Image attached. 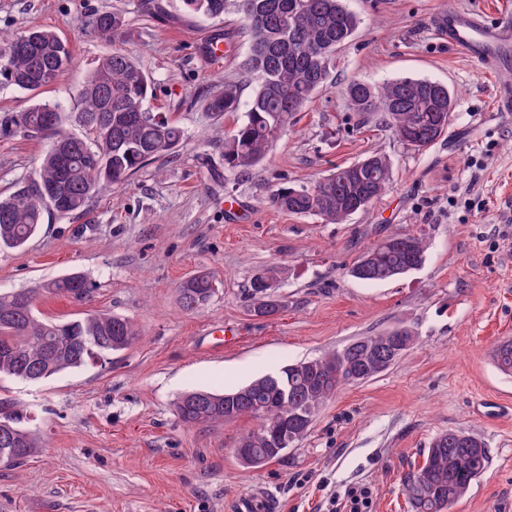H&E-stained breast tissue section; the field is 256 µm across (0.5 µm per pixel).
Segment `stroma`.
Wrapping results in <instances>:
<instances>
[{
    "mask_svg": "<svg viewBox=\"0 0 512 512\" xmlns=\"http://www.w3.org/2000/svg\"><path fill=\"white\" fill-rule=\"evenodd\" d=\"M138 4L0 0V31L53 29L74 56L51 87L0 88V114L45 100L76 110L78 88L113 50L88 24L108 10L124 16L123 47L156 84L149 110L184 132L175 154L100 190L87 214L45 213L26 247L0 252V291L69 274L92 283L80 300L43 294L38 316L110 313L142 331L134 346L40 383L0 378V397L18 404L44 442L21 466H0V512H230L255 492L279 512H326L329 496L361 486L373 492L372 512H411L400 477L448 430L489 451L485 473L451 512H512V376L492 360L512 338V112L495 111L493 78L435 28L442 13L511 14L512 0H346L361 23L328 89L244 172L225 169L220 150L243 112L211 116L202 96L228 81L241 101L255 91L240 67L249 40L235 16L219 23L165 0L167 15L156 18ZM219 25L230 41L223 59L210 61L198 46ZM405 76L454 94L447 132L420 150L345 98L350 79ZM45 148L39 138L0 137V196L33 175ZM374 153L391 162L390 186L343 223L271 202L278 187L312 184ZM392 234L423 235V267L384 282L352 277L357 258ZM274 265L286 269L276 288L285 307L255 316L249 283ZM201 272L216 292L201 311H184L178 287ZM396 326L415 332L413 347L388 371L339 391L307 438L264 466L235 455L253 419L188 427L174 411L182 393L234 390Z\"/></svg>",
    "mask_w": 512,
    "mask_h": 512,
    "instance_id": "1",
    "label": "stroma"
}]
</instances>
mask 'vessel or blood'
Segmentation results:
<instances>
[{"instance_id":"b4317fda","label":"vessel or blood","mask_w":512,"mask_h":512,"mask_svg":"<svg viewBox=\"0 0 512 512\" xmlns=\"http://www.w3.org/2000/svg\"><path fill=\"white\" fill-rule=\"evenodd\" d=\"M437 30L497 76V109L512 112V17L502 15L491 24L482 15L453 12L440 18Z\"/></svg>"}]
</instances>
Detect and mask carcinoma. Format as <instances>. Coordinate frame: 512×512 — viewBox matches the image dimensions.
<instances>
[{
    "mask_svg": "<svg viewBox=\"0 0 512 512\" xmlns=\"http://www.w3.org/2000/svg\"><path fill=\"white\" fill-rule=\"evenodd\" d=\"M191 14L222 19L234 14L239 30L248 36L249 53L242 68L256 82L246 104L245 120L224 138V168L247 170L258 165L269 148L288 131L290 118L301 111L329 83L336 52L358 29L359 18L343 0H183ZM89 25L112 42L126 39V21L117 12H96ZM74 58L55 32L29 28L0 33V86L26 91L50 87L68 71ZM151 76L133 55L119 47L103 57L78 91L80 107L65 115L57 103L33 104L16 116H0V136L22 132L48 140L34 176L0 197V249L19 248L37 233L47 211L61 215L83 212L103 183L122 184L145 164L171 155L183 131L167 118L148 110L153 93ZM346 95L354 110L381 112L393 135L404 145L423 148L439 130H448L453 111L448 87L424 78H396L380 84L351 80ZM237 86L224 83L212 95L211 113L222 115L239 108ZM85 129L81 137L63 131L68 119ZM391 181L390 161L371 154L311 186L277 188L271 202L296 215H313L338 223L367 209ZM368 248L369 262H356L351 274L381 282L403 276L426 261V244L418 235H391ZM92 284L79 274L42 282L32 288L0 292V376L44 381L76 370L136 343L141 332L128 320L97 313L70 321H47L35 314V301L44 294L82 299ZM215 294L212 278L196 274L183 281L179 299L183 310L196 312ZM416 341L406 327L362 336L341 349L282 367L248 385L223 394L195 391L174 403L186 425L229 423L242 416L257 426L243 435L235 453L269 463L280 458L281 434L291 444L303 440L325 402L347 386L374 378L392 367ZM494 362L512 376V339L495 349ZM43 447L36 432L23 425L15 403L0 399V463L17 467ZM489 464L484 443L469 434L448 430L432 440L423 462L401 479L402 493L412 512H448Z\"/></svg>",
    "mask_w": 512,
    "mask_h": 512,
    "instance_id": "cac0c4a2",
    "label": "carcinoma"
}]
</instances>
